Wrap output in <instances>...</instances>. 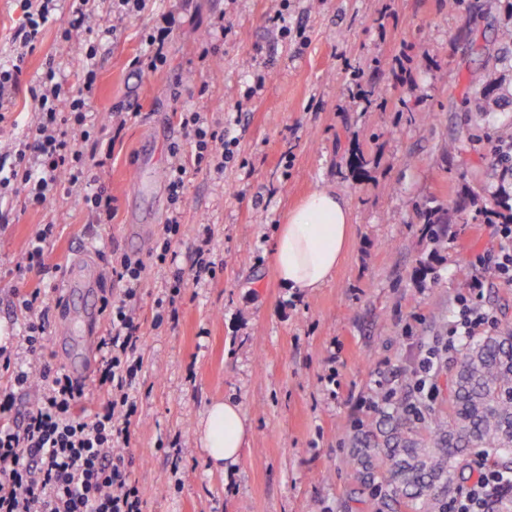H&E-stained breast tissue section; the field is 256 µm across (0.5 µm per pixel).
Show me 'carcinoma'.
Wrapping results in <instances>:
<instances>
[{
  "label": "carcinoma",
  "instance_id": "1",
  "mask_svg": "<svg viewBox=\"0 0 512 512\" xmlns=\"http://www.w3.org/2000/svg\"><path fill=\"white\" fill-rule=\"evenodd\" d=\"M480 88L476 105L494 112L502 105L490 74L472 78ZM479 196L466 188L448 208L419 212L432 252L448 248L452 228L469 221L467 209ZM479 213L488 224L512 221V195H499ZM443 406L417 416L408 401L385 403L381 419L353 438L351 479L384 490L376 512H445L447 495L483 454L488 466L512 473V326L470 340L445 380Z\"/></svg>",
  "mask_w": 512,
  "mask_h": 512
}]
</instances>
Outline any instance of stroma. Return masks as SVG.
Wrapping results in <instances>:
<instances>
[{
  "mask_svg": "<svg viewBox=\"0 0 512 512\" xmlns=\"http://www.w3.org/2000/svg\"><path fill=\"white\" fill-rule=\"evenodd\" d=\"M276 0H145L139 12L113 20L98 8L99 92L90 120L112 166L100 184L117 200L111 223H97L83 188L61 192L47 207L0 200L11 212L0 230V327L17 333L18 299L53 282L72 258L88 253L102 293L115 284L113 254L144 264L136 302L144 366L132 420L137 441L127 457L144 512H372L352 503L350 439L359 423L379 419L375 404L402 391L419 358L455 307L475 255L497 251L492 225L474 218L456 227L448 248L432 254L418 224L425 206L448 207L464 187L506 189L492 152L512 106L476 112L469 80L487 69L512 95V55L499 32L512 25V0H288V19L304 38L280 40ZM165 37L167 62L139 69L149 34ZM206 62H199L202 46ZM78 83L81 57L46 30L29 57L35 78L46 56ZM268 73L251 100L243 95L257 70ZM384 87L366 103L368 80ZM133 118L119 135L111 113ZM183 112L207 113L213 130L239 145L223 174L188 168L184 179L180 254L199 225L213 231L215 277L189 283L176 320L154 327L165 279L152 253L173 205L169 150L193 144ZM413 112H431L413 124ZM460 151L447 158L449 143ZM362 147L370 164L356 179L347 162ZM328 187L346 198L351 234L335 277L314 293L294 296L279 283L272 246L288 210ZM48 270L26 261L43 225ZM57 294L46 308L41 361L55 370L85 362V343L57 348ZM336 369L337 399L320 378ZM239 402L246 445L232 470L214 468L199 424L215 399Z\"/></svg>",
  "mask_w": 512,
  "mask_h": 512,
  "instance_id": "obj_1",
  "label": "stroma"
}]
</instances>
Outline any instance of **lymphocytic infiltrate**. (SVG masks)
Wrapping results in <instances>:
<instances>
[{"label": "lymphocytic infiltrate", "instance_id": "lymphocytic-infiltrate-1", "mask_svg": "<svg viewBox=\"0 0 512 512\" xmlns=\"http://www.w3.org/2000/svg\"><path fill=\"white\" fill-rule=\"evenodd\" d=\"M22 21L12 36L13 56L0 65V122L12 106L20 88H27L35 104L36 122L9 152L0 153V191L23 190L28 205L46 207L61 189L89 181L93 169L105 167L106 159L90 148L85 128L88 106L97 89L93 61L96 0H70L67 15H60L58 0H15ZM57 25L65 44H77L85 63L78 84L61 77L55 57H46L37 83L25 87L28 55L42 42L49 25ZM180 123L193 131L196 152L186 157L180 146L170 154V189L180 196L188 168L223 172L233 159L236 137L209 130L197 112H184ZM500 240L492 256H477L469 286L457 300V310L442 336L441 350L429 351L413 372L417 394L413 411L434 400V375L441 353H458L463 342L493 333L499 327L497 315L483 303L487 276L512 284V224L496 227ZM184 235L181 213L172 210L163 224L154 254L156 266L168 268L170 282L166 296L155 301V325L175 316L177 298L189 278L215 276L209 260L211 229L200 225L189 269L177 264V244ZM142 261L120 255L112 260V275L120 283L118 296L103 300L108 328L100 342L102 352L96 379L81 384L71 376L34 363L43 348L44 325L28 322L17 341L27 360L0 347V512H143L135 479L125 462L127 448L136 435L131 417L136 406L138 376L143 367L139 352L140 320L135 299L142 287ZM37 388L33 410L21 422H14L11 410L16 389ZM472 482L452 497L448 512H486L491 500H503L512 493V477L486 465L478 466Z\"/></svg>", "mask_w": 512, "mask_h": 512}]
</instances>
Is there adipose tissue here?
Wrapping results in <instances>:
<instances>
[{
  "instance_id": "1",
  "label": "adipose tissue",
  "mask_w": 512,
  "mask_h": 512,
  "mask_svg": "<svg viewBox=\"0 0 512 512\" xmlns=\"http://www.w3.org/2000/svg\"><path fill=\"white\" fill-rule=\"evenodd\" d=\"M347 201L322 188L288 212L273 244V264L284 288L310 294L330 282L351 233ZM247 418L232 401H216L202 423L203 444L214 466L231 468L247 437Z\"/></svg>"
}]
</instances>
